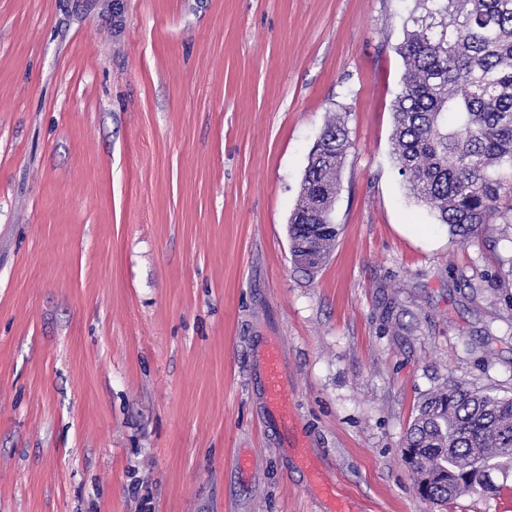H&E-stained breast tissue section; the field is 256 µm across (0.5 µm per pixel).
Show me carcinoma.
<instances>
[{
	"instance_id": "obj_1",
	"label": "carcinoma",
	"mask_w": 512,
	"mask_h": 512,
	"mask_svg": "<svg viewBox=\"0 0 512 512\" xmlns=\"http://www.w3.org/2000/svg\"><path fill=\"white\" fill-rule=\"evenodd\" d=\"M396 47L404 64L394 105L392 154L414 200L451 240L512 224V0H415ZM350 147L328 122L313 146L288 220L294 263L317 269L338 227L330 211ZM415 482L446 506L463 493H497L512 472V396L455 384L426 396L407 429Z\"/></svg>"
}]
</instances>
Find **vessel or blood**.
<instances>
[{"instance_id":"vessel-or-blood-1","label":"vessel or blood","mask_w":512,"mask_h":512,"mask_svg":"<svg viewBox=\"0 0 512 512\" xmlns=\"http://www.w3.org/2000/svg\"><path fill=\"white\" fill-rule=\"evenodd\" d=\"M262 361L261 398L266 418L272 427L285 434V449L294 455H301L306 445V436L291 406L292 388L278 348L267 346Z\"/></svg>"}]
</instances>
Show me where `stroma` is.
<instances>
[{"label": "stroma", "instance_id": "35a3bbf8", "mask_svg": "<svg viewBox=\"0 0 512 512\" xmlns=\"http://www.w3.org/2000/svg\"><path fill=\"white\" fill-rule=\"evenodd\" d=\"M414 0H0V512H322L252 385L276 337L352 512L448 382L512 395V225L452 242L392 158ZM352 147L313 274L288 218ZM349 147L344 124L333 120L325 125L308 156L300 199L288 220L291 256L304 270L317 269L336 242L339 230L330 220V211Z\"/></svg>", "mask_w": 512, "mask_h": 512}]
</instances>
